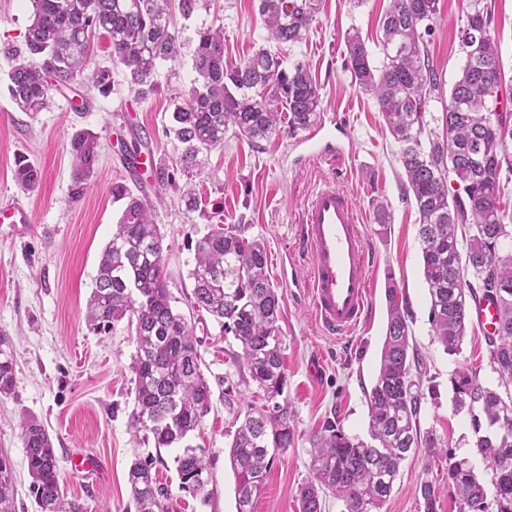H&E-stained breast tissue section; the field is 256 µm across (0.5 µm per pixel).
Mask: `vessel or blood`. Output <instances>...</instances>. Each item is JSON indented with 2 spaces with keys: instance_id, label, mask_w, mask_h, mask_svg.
I'll use <instances>...</instances> for the list:
<instances>
[{
  "instance_id": "1",
  "label": "vessel or blood",
  "mask_w": 512,
  "mask_h": 512,
  "mask_svg": "<svg viewBox=\"0 0 512 512\" xmlns=\"http://www.w3.org/2000/svg\"><path fill=\"white\" fill-rule=\"evenodd\" d=\"M153 153L133 156L132 182H150ZM29 211L16 200L0 202V224H27ZM299 240L311 260L309 286L316 320L327 334L343 339L367 320L371 310L368 245L356 203L336 184L323 182L305 201Z\"/></svg>"
}]
</instances>
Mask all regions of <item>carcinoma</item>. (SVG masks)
I'll use <instances>...</instances> for the list:
<instances>
[{
  "label": "carcinoma",
  "instance_id": "1",
  "mask_svg": "<svg viewBox=\"0 0 512 512\" xmlns=\"http://www.w3.org/2000/svg\"><path fill=\"white\" fill-rule=\"evenodd\" d=\"M32 19L25 33V53H9L8 92L30 115L47 109L51 92L90 84L103 93L111 87L107 69L87 72L90 44L85 29L106 35L112 61L125 73L129 91L147 97L159 89L158 68L179 63V35L172 24L170 0H29ZM267 38L296 44L316 19L321 0H258ZM440 0H391L382 18L383 65L372 64L360 32L345 40L352 79L373 95L386 126L400 143L399 162L419 214L418 237L423 277L434 336L449 354L459 352L471 325L473 307L489 300L498 311L494 334L485 337L488 363L496 382L480 379L482 365H466L451 378L454 403L471 416L475 448L493 471L495 494L465 459L445 453L441 439L421 427L424 391L412 375L408 306L391 282L385 291L387 325L376 378L367 394L369 441L347 436L328 421L309 436L310 480L299 489V512H322L328 496L345 512H382L403 463L423 453L442 469L460 503V512H512V250L499 240L512 236L504 223L505 184L501 180L507 143L502 128L512 122L505 97L489 98L488 88L502 68L496 40L485 36L493 16L487 7L467 15L461 35L465 63L442 112L443 132L427 135L424 117L430 101L441 97L442 83L430 60L425 37L440 13ZM35 57L37 63L29 62ZM195 73L186 98L172 114L168 132L182 145L176 167L187 179L201 171L203 155L224 143L229 129L250 140H264L288 127L314 122L320 105L315 79L300 63L288 64L260 46L240 64L224 61V28L197 32L192 56ZM72 158V197L90 187L99 161V137L74 131L67 144ZM38 170L16 161L15 178L36 185ZM457 184L451 195L448 178ZM124 202L121 216L105 245L90 293L85 320L107 334L125 320L134 331L135 406L130 426L152 434L155 446L183 445L175 458L180 491L208 499L210 461L204 449L188 444L212 409V389L202 370L195 326L173 310L166 280L164 235L145 196L128 186H112ZM374 223L383 234L390 223L388 206L371 203ZM245 224H214L196 240L192 307L224 324L240 353L239 367L264 391L266 403L252 407L230 444L236 478L238 512H251L277 457L294 442L287 402H279L286 385L278 322L280 301L270 283L265 246L246 236ZM475 270L467 287H458L462 262ZM15 385L12 345L0 335V397ZM40 512H84L67 498L57 475L52 439L34 418L19 423ZM161 459L133 462L128 482L135 512H170L171 494L154 471ZM423 512H438L437 487L425 477L416 485ZM0 512H16L13 465L0 453Z\"/></svg>",
  "mask_w": 512,
  "mask_h": 512
}]
</instances>
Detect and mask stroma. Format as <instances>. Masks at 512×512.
<instances>
[{"label":"stroma","instance_id":"1","mask_svg":"<svg viewBox=\"0 0 512 512\" xmlns=\"http://www.w3.org/2000/svg\"><path fill=\"white\" fill-rule=\"evenodd\" d=\"M490 6L502 69L512 77V0H441V10L429 38L430 58L443 89H450L464 65L460 47L466 16L475 4ZM387 0H323L305 41L269 44L289 62H299L315 78L321 98L318 120L345 126L355 141L343 166L314 161L295 169L292 134L281 132L255 143L227 132L224 143L205 154L193 182L202 201L186 212L179 190L186 182L146 187L164 235L165 266L174 307L190 314L194 246L210 225L245 224L249 236L260 239L267 252L271 283L282 297L280 321L287 385L283 397L295 428V442L280 456L254 495L252 512H298L301 485L310 476L311 432L331 420L351 437L368 436L367 393L379 363L386 332L385 288L395 280L409 309L410 343L420 362L424 387L436 390L437 404H424L423 428L436 432L456 458L467 459L483 482L493 473L477 455L475 434L467 412L456 410L450 379L468 364L481 365L480 377L494 383L487 367L483 330L472 325L459 353H447L433 335L429 300L423 277L418 237L419 215L404 189L399 163L400 145L390 134L374 98L362 91L344 67L345 36L358 30L382 65L377 41ZM29 0H0V46H23L30 23ZM183 44L175 66H160V89L141 101L128 90L122 70L113 65L104 37L94 40L92 66L112 72L108 93L78 86L76 93L54 95L48 110L21 112L7 92L11 61L0 54V197L23 203L32 217L28 231H0V334L13 346L16 382L0 397V452L14 465L16 512H38L30 494L26 453L18 428L21 414L33 415L47 430L56 450L59 480L68 496L78 498L86 512H134L127 473L132 461L163 458L159 480L171 493L172 512H237L236 480L229 461V431L236 408L260 403L263 393L234 360L238 343L222 323L209 315L195 322L200 339L202 369L212 387L213 408L191 445L206 448L210 458L209 501L178 488L177 454L156 448L153 437L130 428L135 385L131 371L135 352L126 323L109 334L88 330L86 303L94 286L101 252L123 209L112 199V186L126 183L123 153L134 129H146L161 161H173L180 144L167 136L171 113L182 100L195 74L191 54L197 29L224 28V58L247 59L254 47L267 44L257 0H210L191 19L174 15ZM88 129L100 137V160L92 186L80 199L71 196L70 134ZM25 157L42 174L39 183L22 188L15 179V161ZM344 189L364 220L372 269V313L351 337L337 340L318 325L309 303L306 282L293 281L292 271H305L308 255L297 245V220L304 199L328 177ZM389 207L391 224L385 235L374 232L371 201ZM322 363L310 376L311 361ZM234 386L233 406H225L224 391ZM82 450L98 458L100 473H73L69 456ZM423 455L409 458L384 512H418L415 485L424 474Z\"/></svg>","mask_w":512,"mask_h":512}]
</instances>
